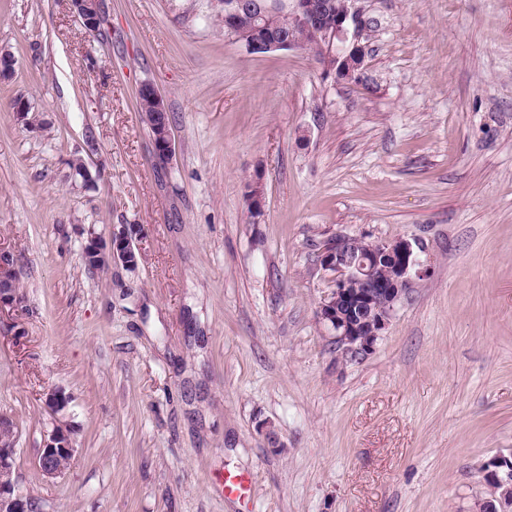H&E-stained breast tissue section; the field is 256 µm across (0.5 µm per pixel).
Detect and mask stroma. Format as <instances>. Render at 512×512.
I'll use <instances>...</instances> for the list:
<instances>
[{"label":"stroma","instance_id":"stroma-1","mask_svg":"<svg viewBox=\"0 0 512 512\" xmlns=\"http://www.w3.org/2000/svg\"><path fill=\"white\" fill-rule=\"evenodd\" d=\"M362 81L252 54L211 0H0V413L35 512H474L512 452V0H357ZM163 94L159 162L137 90ZM83 162L92 176L75 169ZM260 185L262 214L247 195ZM137 225L139 262L88 269ZM338 234L420 243L371 354L337 348ZM62 389L75 457L36 456ZM282 443L268 447L262 425ZM227 473L250 476L225 496ZM102 0H71L75 16L83 26L92 32H98L105 22ZM157 126L158 132L152 137L153 152L159 160L167 161L172 157L175 149L171 130L165 118L161 124L157 123ZM19 277L12 255L7 251H0V309L15 308L21 305L22 297L15 288Z\"/></svg>","mask_w":512,"mask_h":512}]
</instances>
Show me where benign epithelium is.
I'll use <instances>...</instances> for the list:
<instances>
[{"mask_svg": "<svg viewBox=\"0 0 512 512\" xmlns=\"http://www.w3.org/2000/svg\"><path fill=\"white\" fill-rule=\"evenodd\" d=\"M356 0H348L347 9L329 19V4L323 0H287L280 4L262 2L253 5L263 23L257 26L245 48L253 54L290 50L295 43L271 27L269 17L281 6L293 11L296 22L306 29L317 31L323 52L336 60L335 75L344 78L352 73H362L365 68V46L361 44L366 29ZM75 16L92 32L101 29L105 22L102 0H71ZM139 94L151 98L156 115L167 116L165 99L151 82L140 84ZM154 155L167 161L174 153V142L168 122L158 125L152 137ZM139 229L122 225L112 230L109 243L90 237L83 248L85 265L97 270L106 265L120 264L133 268L137 262L134 241ZM363 236L338 234L324 245L320 255L323 270L333 276L331 289L321 305L319 314L334 331L336 344L345 354L367 355L373 351L377 340L387 331L396 306L410 287L412 278L422 276L426 269L414 245L398 237L373 241L362 247ZM19 277L12 255L0 251V309L15 308L22 297L15 288ZM71 398L61 389H50L45 394V404L58 418L65 417ZM15 437L12 420L0 415V512H32L30 500L16 486ZM75 448L65 425H57L39 450L37 465L44 477L57 479L64 475ZM489 480L491 497L478 504L481 512H512V452L499 454L483 466Z\"/></svg>", "mask_w": 512, "mask_h": 512, "instance_id": "obj_1", "label": "benign epithelium"}]
</instances>
